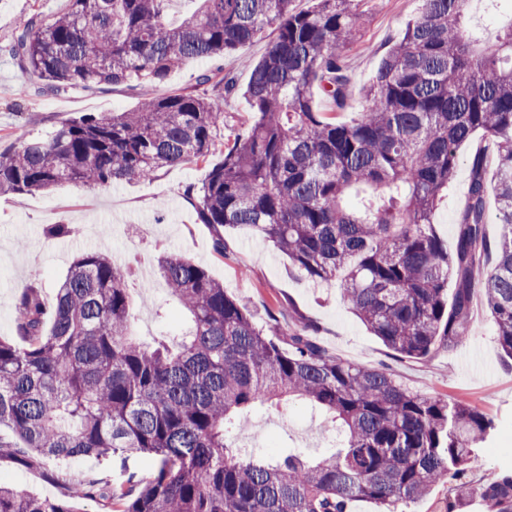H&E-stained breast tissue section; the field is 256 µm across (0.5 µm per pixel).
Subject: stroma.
Here are the masks:
<instances>
[{"label":"stroma","instance_id":"stroma-1","mask_svg":"<svg viewBox=\"0 0 512 512\" xmlns=\"http://www.w3.org/2000/svg\"><path fill=\"white\" fill-rule=\"evenodd\" d=\"M68 8L69 0H0V151L25 138L47 135L65 121L86 114L134 110L146 93L160 97L193 88L205 71H234L239 85H246L250 72L245 60L261 57L276 37L275 29L267 28L237 52L215 61H191L160 84L128 82L42 93L37 89L38 78L5 54L4 48L19 19L33 13L50 16ZM364 8L367 22L361 41L345 51L352 83L349 106L338 113L342 121L361 111L360 90L373 78L380 50L417 17L420 2L365 0ZM477 147L474 140L460 147L454 178L438 204L435 230L448 241L456 237L468 190L469 160ZM206 169V163L199 161L162 170L144 181L106 187L66 182L46 193H0V336H16L15 305L22 291L38 288L44 302L53 304L73 259L88 251L109 254L130 270L135 281H149L150 288L138 304L140 339H151L164 329H181L186 316L155 270L160 255L182 256L223 282L257 324L268 323L274 315L287 325L304 319L315 325L317 341L337 357L385 368L422 395L460 401L489 414L495 430L481 444L470 479H488L512 466V362L503 358L481 300H474L470 334L456 349L426 361L398 358L348 309L338 282L311 283L250 226L225 229V248L216 251L212 228L199 223L184 195L187 185L201 182ZM54 224L69 225L70 234L50 237L47 230ZM236 445L249 455L293 450L316 460L330 453L331 431L325 417L303 401L265 404L253 411ZM153 470L152 458L131 453L99 460L85 457L78 468L68 471L48 460L30 469L4 457L0 484L59 499L64 485L57 477L62 473L73 484L126 487L149 480Z\"/></svg>","mask_w":512,"mask_h":512}]
</instances>
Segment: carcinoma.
Listing matches in <instances>:
<instances>
[{"label":"carcinoma","mask_w":512,"mask_h":512,"mask_svg":"<svg viewBox=\"0 0 512 512\" xmlns=\"http://www.w3.org/2000/svg\"><path fill=\"white\" fill-rule=\"evenodd\" d=\"M171 0H70L67 12L32 14L5 52L66 92L92 85L159 83L192 60L222 57L277 31L265 55L214 95L183 90L132 112L84 115L49 137L0 152V190L48 191L64 182L107 186L150 180L207 161L220 143L224 96L242 91L252 115L223 144L222 160L185 197L224 252L222 229L256 228L314 283L340 281L343 300L401 358L423 360L468 337L474 290L483 293L497 343L512 359V23L486 41L468 24L471 0H421L391 40L365 106L350 122L314 106H347L343 51L361 38L364 0H200L176 25ZM481 132L453 250L434 229L457 151ZM497 160L488 176L487 155ZM501 232L490 241L487 197ZM158 272L187 314L180 333L152 343L134 334L138 300L127 271L103 253L78 256L52 307L39 289L17 301L15 332L0 337V457L25 466L140 453L156 462L138 488L89 484L85 498L113 512H380L459 480L446 512L472 500L512 512V469L465 480L493 421L476 407L413 392L385 369L350 364L300 328L258 327L224 284L173 256ZM454 285L453 297L448 286ZM300 398L341 437L318 461L288 452L236 453L255 404ZM0 512H77L0 486Z\"/></svg>","instance_id":"1"}]
</instances>
